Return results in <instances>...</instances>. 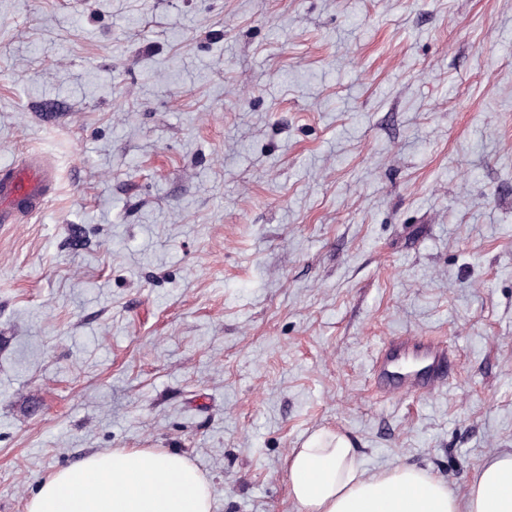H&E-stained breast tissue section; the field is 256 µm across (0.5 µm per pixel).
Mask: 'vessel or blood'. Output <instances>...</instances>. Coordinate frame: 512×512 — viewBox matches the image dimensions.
<instances>
[{"instance_id": "vessel-or-blood-1", "label": "vessel or blood", "mask_w": 512, "mask_h": 512, "mask_svg": "<svg viewBox=\"0 0 512 512\" xmlns=\"http://www.w3.org/2000/svg\"><path fill=\"white\" fill-rule=\"evenodd\" d=\"M48 196L39 161L0 174V224H14L22 214L36 212ZM454 358L453 350L436 337L398 336L377 352L371 373L379 384L394 391L428 390L447 380Z\"/></svg>"}]
</instances>
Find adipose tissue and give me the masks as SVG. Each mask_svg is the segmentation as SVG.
Instances as JSON below:
<instances>
[{"label":"adipose tissue","instance_id":"adipose-tissue-1","mask_svg":"<svg viewBox=\"0 0 512 512\" xmlns=\"http://www.w3.org/2000/svg\"><path fill=\"white\" fill-rule=\"evenodd\" d=\"M286 471L300 512H512V454L486 462L460 497L411 466L367 472L348 438L323 429L291 449ZM26 512H211V488L178 453L106 449L46 477Z\"/></svg>","mask_w":512,"mask_h":512}]
</instances>
